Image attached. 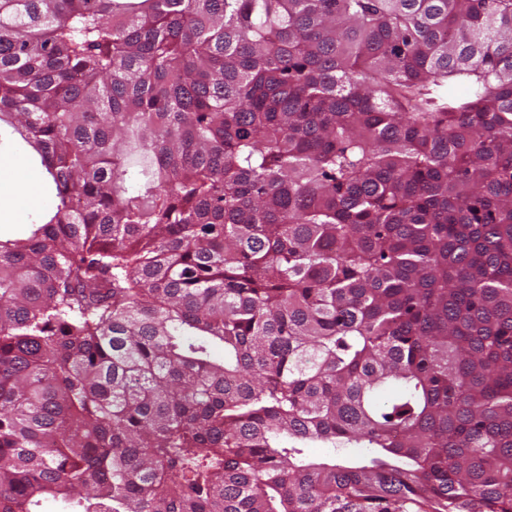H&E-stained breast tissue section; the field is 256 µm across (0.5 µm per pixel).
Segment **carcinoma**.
Returning <instances> with one entry per match:
<instances>
[{
    "mask_svg": "<svg viewBox=\"0 0 512 512\" xmlns=\"http://www.w3.org/2000/svg\"><path fill=\"white\" fill-rule=\"evenodd\" d=\"M5 125L0 512H512V0H0ZM0 149V234L2 239L25 235L29 224H35L40 217L49 212L53 205L52 198L45 189L43 170L34 164L29 155L22 149L16 148L7 134L2 136ZM13 184L12 193L16 198L29 202L15 200L6 188ZM33 187V195H32ZM323 443H313L305 448V453L310 461H335L341 463L352 459L355 456L366 455L368 448L334 449L326 448Z\"/></svg>",
    "mask_w": 512,
    "mask_h": 512,
    "instance_id": "1",
    "label": "carcinoma"
}]
</instances>
